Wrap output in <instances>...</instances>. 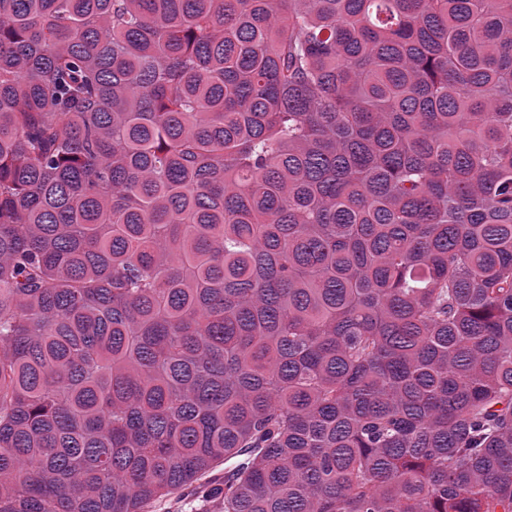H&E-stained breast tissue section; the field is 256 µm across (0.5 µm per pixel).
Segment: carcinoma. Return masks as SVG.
<instances>
[{
	"instance_id": "obj_1",
	"label": "carcinoma",
	"mask_w": 512,
	"mask_h": 512,
	"mask_svg": "<svg viewBox=\"0 0 512 512\" xmlns=\"http://www.w3.org/2000/svg\"><path fill=\"white\" fill-rule=\"evenodd\" d=\"M174 494L512 512V0H0V512Z\"/></svg>"
}]
</instances>
